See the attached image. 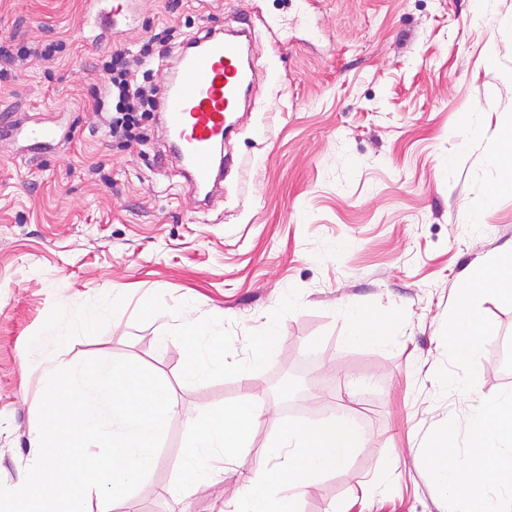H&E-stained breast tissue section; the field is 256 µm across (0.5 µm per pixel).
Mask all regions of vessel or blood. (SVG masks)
Returning <instances> with one entry per match:
<instances>
[{
	"mask_svg": "<svg viewBox=\"0 0 512 512\" xmlns=\"http://www.w3.org/2000/svg\"><path fill=\"white\" fill-rule=\"evenodd\" d=\"M103 0H85V15L106 25L130 14L133 0H113L102 12ZM246 27L213 30L193 36L180 54L163 87L159 109L181 158L190 192L210 200L217 187L214 151L232 126L229 114L245 103L253 75L245 55L252 48ZM15 134L43 146H56L52 130L41 123L14 124Z\"/></svg>",
	"mask_w": 512,
	"mask_h": 512,
	"instance_id": "b4317fda",
	"label": "vessel or blood"
}]
</instances>
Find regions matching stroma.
I'll use <instances>...</instances> for the list:
<instances>
[{
	"mask_svg": "<svg viewBox=\"0 0 512 512\" xmlns=\"http://www.w3.org/2000/svg\"><path fill=\"white\" fill-rule=\"evenodd\" d=\"M83 0H0V39H62L50 61L0 80V116L55 127L40 153L0 130V484L29 466L27 438L44 389L29 348L54 305L73 309L124 285L128 299L98 335L71 340L82 359H129L157 373L178 404L160 461L133 502L112 512H212L239 490L180 467L186 416L244 393L262 400L253 470L281 410L269 382L307 347L322 362L304 414L349 405L363 447L300 498V512H447L424 450L442 428L466 447L472 400L512 387L499 338L512 304L488 296L484 347L466 392L448 354V310L485 255L512 248V171L490 165L512 128V0H135L112 31L83 22ZM259 10L251 107L224 144L238 161L224 195L199 210L158 117L148 140L112 139L93 112L99 54L138 56L165 27L184 34ZM479 115L468 134L463 114ZM478 223H466L468 215ZM384 320L386 347L351 344L341 310ZM280 341L251 381L183 380V322L223 319L226 357H242L270 316ZM392 472L378 488L381 472Z\"/></svg>",
	"mask_w": 512,
	"mask_h": 512,
	"instance_id": "stroma-1",
	"label": "stroma"
}]
</instances>
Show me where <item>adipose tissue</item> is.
Segmentation results:
<instances>
[{
  "label": "adipose tissue",
  "mask_w": 512,
  "mask_h": 512,
  "mask_svg": "<svg viewBox=\"0 0 512 512\" xmlns=\"http://www.w3.org/2000/svg\"><path fill=\"white\" fill-rule=\"evenodd\" d=\"M486 295L512 303V248L483 258L450 304L448 351L464 368L483 347L486 332L480 300ZM277 329V318L269 317L263 334L252 339L248 356L230 360L221 346L222 322L187 324L186 380L203 382L226 373L251 379L266 361ZM188 422L190 439L183 451V467L200 479L220 483L231 475L230 464L255 442L257 399L245 394L222 406L200 410ZM470 423L468 451L451 444L447 432L435 437L431 459L439 477L438 492L450 502L451 512H474L480 501L490 505L492 512H512V388L502 389L495 398L476 400ZM335 430L336 437L328 438L313 456L309 453V426L273 421L258 467L235 474L239 492L221 501L214 512H298L299 498L323 474L345 463L364 441L347 423H336Z\"/></svg>",
  "instance_id": "ef3b65f1"
}]
</instances>
